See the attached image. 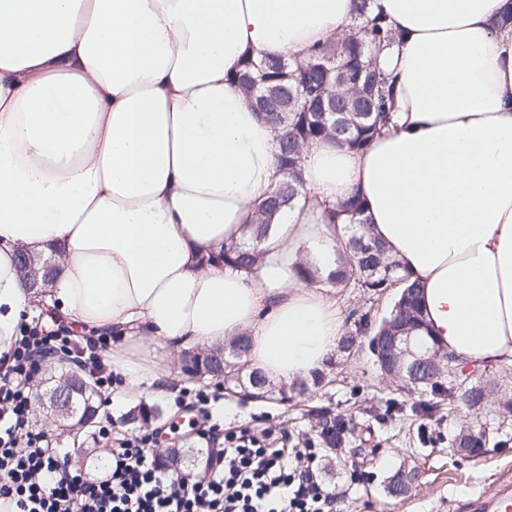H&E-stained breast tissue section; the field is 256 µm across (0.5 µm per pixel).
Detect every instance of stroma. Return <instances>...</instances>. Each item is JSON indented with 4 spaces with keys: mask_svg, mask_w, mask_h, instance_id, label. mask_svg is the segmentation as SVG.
<instances>
[{
    "mask_svg": "<svg viewBox=\"0 0 512 512\" xmlns=\"http://www.w3.org/2000/svg\"><path fill=\"white\" fill-rule=\"evenodd\" d=\"M394 295L391 289L372 295L354 278L342 284L336 298L344 333H355L362 314L374 319L385 314ZM146 358L174 368L173 393L160 401L162 416L154 426L163 436L178 434V446L184 450L205 447L199 430L207 422L225 432L241 426H272L284 431L290 443L314 448L323 445V422H347L351 434L343 455L317 460L328 489L341 495L340 512H448L450 501L492 494L502 477L512 476V414L491 406L476 416L459 401L440 404L432 413L424 411L418 393L381 376L364 335H358L351 353L333 351L322 368L287 384L272 383L262 399L187 377L180 369V358L163 345H153ZM199 393L210 398L204 412L185 410V403ZM116 397L113 390H101L97 402L101 412L79 435L62 432L36 408L30 414L32 427L58 453L76 446L87 449V456L73 466L91 473L102 452L146 430L142 423L129 420V405L116 404ZM475 419L497 429V441L484 454L460 458L452 452L450 439ZM403 466L418 467L420 483L406 498L394 499L387 494L386 484Z\"/></svg>",
    "mask_w": 512,
    "mask_h": 512,
    "instance_id": "obj_1",
    "label": "stroma"
}]
</instances>
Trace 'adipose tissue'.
<instances>
[{
    "instance_id": "obj_1",
    "label": "adipose tissue",
    "mask_w": 512,
    "mask_h": 512,
    "mask_svg": "<svg viewBox=\"0 0 512 512\" xmlns=\"http://www.w3.org/2000/svg\"><path fill=\"white\" fill-rule=\"evenodd\" d=\"M398 41L388 128L362 150H302L306 200L250 240L284 180L275 131L232 76L249 59L307 60L353 0H0V359L33 300L111 337L128 401L167 395L126 357L137 337L177 352L243 336L251 368L288 383L343 333L330 275L359 193L364 218L422 288L427 328L473 366L512 365V0H375ZM51 258L42 294L19 252ZM310 267L316 282L301 280Z\"/></svg>"
}]
</instances>
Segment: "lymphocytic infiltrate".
Wrapping results in <instances>:
<instances>
[{
  "instance_id": "1",
  "label": "lymphocytic infiltrate",
  "mask_w": 512,
  "mask_h": 512,
  "mask_svg": "<svg viewBox=\"0 0 512 512\" xmlns=\"http://www.w3.org/2000/svg\"><path fill=\"white\" fill-rule=\"evenodd\" d=\"M68 344L55 331L30 327L0 373V500L16 501L21 512H335L339 495L319 480L313 449L270 447L271 427L225 436L223 468L188 487L148 455L147 433L111 450L105 479L70 468L30 427L41 358Z\"/></svg>"
}]
</instances>
